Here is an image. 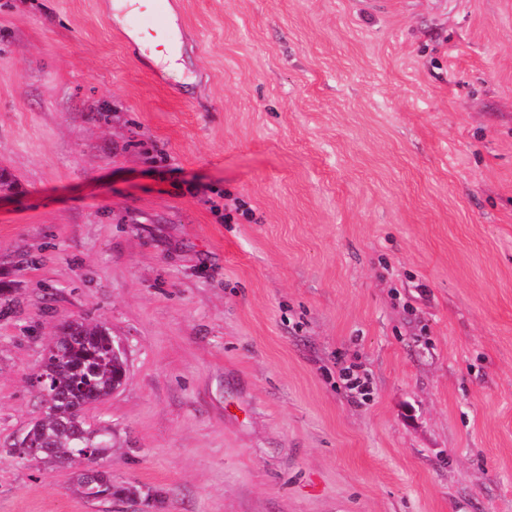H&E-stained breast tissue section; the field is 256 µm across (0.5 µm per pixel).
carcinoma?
<instances>
[{
  "label": "carcinoma",
  "instance_id": "cac0c4a2",
  "mask_svg": "<svg viewBox=\"0 0 512 512\" xmlns=\"http://www.w3.org/2000/svg\"><path fill=\"white\" fill-rule=\"evenodd\" d=\"M54 345L65 348L67 357L44 359L34 375L35 380L51 386V395H41L42 416L31 427L39 446L33 459L71 470L74 485L89 500L110 503L114 498L137 497V488L113 484L112 472L106 468L90 479L92 460L86 448L93 435L95 442H105L96 449L99 458L112 449V428L104 423L89 424L84 411L86 404L106 400L123 385L124 352L107 326L90 325L80 318L58 327Z\"/></svg>",
  "mask_w": 512,
  "mask_h": 512
}]
</instances>
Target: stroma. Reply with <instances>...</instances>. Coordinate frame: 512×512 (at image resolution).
Returning a JSON list of instances; mask_svg holds the SVG:
<instances>
[{
  "label": "stroma",
  "mask_w": 512,
  "mask_h": 512,
  "mask_svg": "<svg viewBox=\"0 0 512 512\" xmlns=\"http://www.w3.org/2000/svg\"><path fill=\"white\" fill-rule=\"evenodd\" d=\"M372 2L173 0L172 72L109 0H0V512H512V0ZM78 317L133 500L4 453ZM338 374L347 396L364 404L372 400L368 379L364 373L358 370L357 366L342 365L339 367Z\"/></svg>",
  "instance_id": "35a3bbf8"
}]
</instances>
